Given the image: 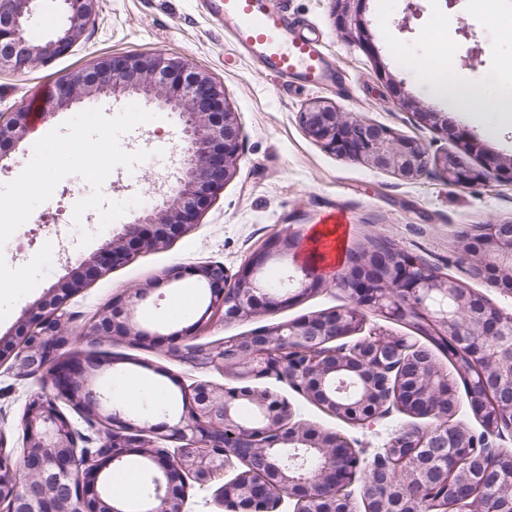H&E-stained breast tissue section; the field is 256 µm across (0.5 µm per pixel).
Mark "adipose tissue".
Segmentation results:
<instances>
[{
	"instance_id": "1",
	"label": "adipose tissue",
	"mask_w": 512,
	"mask_h": 512,
	"mask_svg": "<svg viewBox=\"0 0 512 512\" xmlns=\"http://www.w3.org/2000/svg\"><path fill=\"white\" fill-rule=\"evenodd\" d=\"M447 58L448 49L441 43L412 65L429 95L482 124L490 125L512 114V79L491 74L455 76L448 72Z\"/></svg>"
}]
</instances>
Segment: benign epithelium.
Wrapping results in <instances>:
<instances>
[{"label":"benign epithelium","mask_w":512,"mask_h":512,"mask_svg":"<svg viewBox=\"0 0 512 512\" xmlns=\"http://www.w3.org/2000/svg\"><path fill=\"white\" fill-rule=\"evenodd\" d=\"M40 0H0V72L20 71L36 62H48L68 53L95 13L96 0H59L68 14V26L41 44L29 35V23ZM147 96L179 114L186 148L179 161L177 184L159 195L154 205L141 211L99 252L76 264L66 259L68 273L38 300L36 313L20 322V345L0 359L11 358V369L22 376L45 375L48 390L34 395L23 411V442L6 449L0 437V503H10L8 512H99L102 498L97 487L104 469L146 455L156 479V493L140 503L139 512H185L188 480L205 486L220 474L236 471L237 464H250L258 457L275 456L276 448L315 450L316 468L299 483L273 464L257 482L236 475L215 491L214 499L226 512H334L331 503L351 495L348 488L361 480L368 485L376 464L360 468L351 442L333 432L313 435L302 422H292L287 400L249 382L275 378L295 392L319 404L328 414L333 408L317 399L326 394L329 376L347 370L368 372L367 393L388 387L390 375L405 353L418 348L414 339L393 340L381 329L358 341L356 355L342 360L329 337L341 328L353 335L354 321L370 310L389 321H400L408 311L422 314L442 330L458 350H463L488 368L480 383L493 381L501 391L512 392V316L483 295L461 288V282L420 268L419 260L404 254L380 273L369 264V273L354 276L344 271L335 279L346 284L351 305L292 321L265 326L254 332L210 341L207 351L194 352L193 345L176 349L179 360L198 369L230 375L241 385L224 387L199 382L183 387L187 407L178 417L156 423L152 418H133L93 381L99 365L97 347L105 344L153 349L162 338L143 330L137 321L139 304L157 288L186 276H194L208 289L210 306L194 324L167 334L170 341L191 338L217 311L225 321L240 320L278 309L304 299L322 285L324 275L316 265L301 260L298 236L287 231L268 240L247 263L233 274L220 262L190 269L173 267L153 280L128 288L112 298L101 314L88 322L83 335L94 340L74 354L73 336L65 320L71 296L89 281L132 263L141 250L163 248L191 231L214 194L234 173L240 147V127L224 89L175 57L146 53L112 55L78 73L62 77L55 85L51 103L67 108L81 98L101 92ZM307 132L329 150L362 160L374 168L389 170L404 179L422 174L428 165L425 147L416 140L399 139L386 128L315 103L301 113ZM31 113H0V146L22 140L30 131ZM436 169L448 183L475 187L491 178L512 182V158L495 159L481 170L464 164L455 153L435 158ZM473 249L479 269L494 287L512 292V233L503 224H482L473 232ZM275 262L286 263L281 284L293 289L280 297L270 294L259 274ZM467 306L468 318L459 309ZM427 391L448 392V374L430 370L420 377ZM248 402L254 416L245 420L240 409ZM77 405L86 418L107 423L109 432L98 448L79 447V434L60 409ZM472 411L483 431L471 443V457L482 462L488 456L506 454L493 440L512 433V402L496 410L475 400ZM390 415L386 406L368 410L352 423L371 429ZM466 428L448 416L417 433L403 437L414 447L407 454L406 472L423 485L436 484L448 460L458 450V434ZM512 492V470L500 473L486 497L468 504L464 512H497V490Z\"/></svg>","instance_id":"benign-epithelium-1"}]
</instances>
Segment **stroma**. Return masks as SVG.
Here are the masks:
<instances>
[{
	"instance_id": "stroma-1",
	"label": "stroma",
	"mask_w": 512,
	"mask_h": 512,
	"mask_svg": "<svg viewBox=\"0 0 512 512\" xmlns=\"http://www.w3.org/2000/svg\"><path fill=\"white\" fill-rule=\"evenodd\" d=\"M412 1L420 5L421 13L411 20L409 28H401L406 7ZM275 3L328 54L338 76L335 87L315 90L265 76L258 63L244 55L223 25L209 15L203 0H98L94 18L69 53L20 72L0 74V113L36 105L46 114L25 139L0 157V185L16 178L32 159L35 142L67 119L91 108L113 117L131 104V97L105 93L63 110L52 109L49 104V95L61 77L115 53H163L184 60L193 70L223 86L241 128L235 172L205 209L196 228L167 247L145 250L132 264L112 270L72 296L67 303L72 331H80L85 321L96 316L123 289L152 280L167 269L216 261L233 273L284 230L308 240L313 230L322 227L324 215L335 207L349 210L351 224L342 233L336 261L327 265V272L342 269L347 249L374 237H386L440 274L457 279L512 314V293L492 288L476 276L457 247L463 231L480 224L512 222V184L490 180L474 188L454 186L432 166L420 176L404 180L328 151L308 135L300 121L306 106L321 100L338 112L420 141L429 156L457 151L454 140L446 138L440 129L417 122L414 110L402 106L401 99L407 95L418 101L420 109L446 114L453 128L476 134L485 156L510 157L512 117L502 119L490 131L462 113L449 111L447 104L429 98L409 63L428 50L431 30L441 25L445 28L451 71L459 75L487 72L512 76V39L501 36L499 26L488 18L480 0H460L452 9L445 0H365L362 18L375 46L370 52L362 46L358 34L337 26L334 0ZM464 21L473 25L476 39L468 41L459 35L458 28ZM143 107L155 113V120L123 135L120 144L131 153L148 151L149 157L133 170H113L109 200L125 201L155 192L174 172L186 146L183 127L174 112L160 109L151 101L144 102ZM88 194L75 176L65 177L52 195L57 213L48 216L43 208H36L0 248L10 266L20 267L44 243L56 242L60 232H68L75 243L71 254L53 252L51 266L37 287L0 321V338L10 339L24 312L66 274L67 257L85 258L97 252L113 231L133 221L140 212L139 207H130L120 220L103 229L99 212L90 210L84 213L80 226H73V208ZM84 230L94 235L85 246L79 243ZM196 284V278L188 276L178 285L156 289L141 307V316L171 331L193 324L200 314L198 304L189 302L181 310L176 300L180 291L193 289ZM349 303L345 292L330 285L270 315L256 314L232 322L213 317L205 324L201 338L210 341L247 334ZM137 356L147 366L131 368L128 375L143 382L152 379L153 368L159 366L187 385L199 381L227 387L235 384L233 378L218 371L182 364L161 348L141 350ZM256 385L287 399L296 418L368 448L379 446L392 424L422 428L430 424L429 419L416 421L395 412L380 420L375 430H363L324 414L286 382L265 378L257 380ZM42 386V375L19 376L8 365L0 366V436L8 447L20 445V418L30 396L40 392Z\"/></svg>"
}]
</instances>
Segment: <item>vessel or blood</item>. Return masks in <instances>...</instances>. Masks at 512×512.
Here are the masks:
<instances>
[{
	"mask_svg": "<svg viewBox=\"0 0 512 512\" xmlns=\"http://www.w3.org/2000/svg\"><path fill=\"white\" fill-rule=\"evenodd\" d=\"M211 9L214 19L262 73L314 88L335 85L336 71L324 53L268 0H212Z\"/></svg>",
	"mask_w": 512,
	"mask_h": 512,
	"instance_id": "b4317fda",
	"label": "vessel or blood"
}]
</instances>
